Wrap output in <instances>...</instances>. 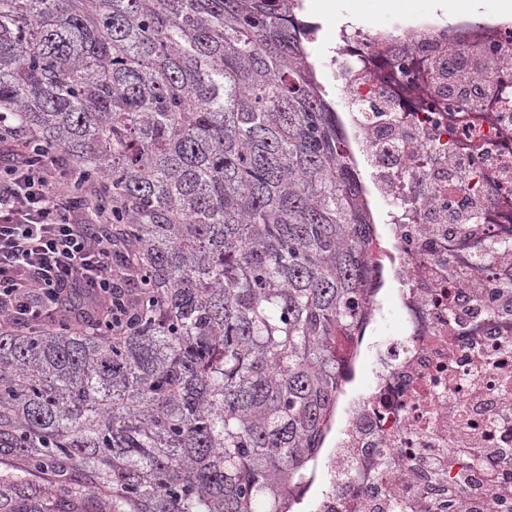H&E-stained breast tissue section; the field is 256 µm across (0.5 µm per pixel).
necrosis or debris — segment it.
<instances>
[{"label":"necrosis or debris","mask_w":512,"mask_h":512,"mask_svg":"<svg viewBox=\"0 0 512 512\" xmlns=\"http://www.w3.org/2000/svg\"><path fill=\"white\" fill-rule=\"evenodd\" d=\"M325 53L383 262L302 498L512 512V22H349Z\"/></svg>","instance_id":"necrosis-or-debris-1"}]
</instances>
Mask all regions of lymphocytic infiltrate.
Masks as SVG:
<instances>
[{"label": "lymphocytic infiltrate", "instance_id": "f902f5d3", "mask_svg": "<svg viewBox=\"0 0 512 512\" xmlns=\"http://www.w3.org/2000/svg\"><path fill=\"white\" fill-rule=\"evenodd\" d=\"M7 113H0V311L46 320L44 302L76 280L87 300L125 307L115 288L132 276L131 264L112 262L119 236L106 215L76 211L66 175L55 161L31 160L22 142L11 139Z\"/></svg>", "mask_w": 512, "mask_h": 512}]
</instances>
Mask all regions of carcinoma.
I'll use <instances>...</instances> for the list:
<instances>
[{
    "label": "carcinoma",
    "mask_w": 512,
    "mask_h": 512,
    "mask_svg": "<svg viewBox=\"0 0 512 512\" xmlns=\"http://www.w3.org/2000/svg\"><path fill=\"white\" fill-rule=\"evenodd\" d=\"M301 0H0V111L112 215L119 336L0 315V512H292L375 295Z\"/></svg>",
    "instance_id": "carcinoma-1"
}]
</instances>
